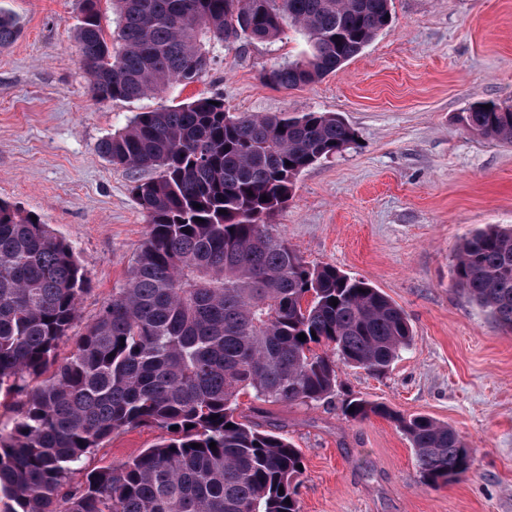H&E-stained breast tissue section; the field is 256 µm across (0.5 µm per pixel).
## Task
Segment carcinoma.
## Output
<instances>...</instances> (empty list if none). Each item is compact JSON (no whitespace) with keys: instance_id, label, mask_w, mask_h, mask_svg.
<instances>
[{"instance_id":"1","label":"carcinoma","mask_w":512,"mask_h":512,"mask_svg":"<svg viewBox=\"0 0 512 512\" xmlns=\"http://www.w3.org/2000/svg\"><path fill=\"white\" fill-rule=\"evenodd\" d=\"M110 2L109 40L101 0H78V64L99 105L198 81L228 29L238 42L298 29L304 56L271 66L264 79L310 85L357 56L391 14V0ZM19 34L1 8L0 48ZM461 122L512 144L511 106L476 105ZM355 137L331 113H230L223 98L203 96L139 112L101 140L97 151L113 165L154 173L132 186L149 230L125 286L63 359L59 345L90 280L49 225L0 200V392L20 397L10 426L0 427L5 512H299L301 451L252 422L240 396L319 402L336 387L337 363L382 374L414 341L405 312L380 289L307 265L270 224L297 176ZM453 275L512 332L511 226L467 238ZM343 414L394 422L425 485L471 467L470 449L447 423L362 397ZM141 426L165 436L129 462L72 480L113 434Z\"/></svg>"}]
</instances>
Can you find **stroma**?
Wrapping results in <instances>:
<instances>
[{
	"instance_id": "1",
	"label": "stroma",
	"mask_w": 512,
	"mask_h": 512,
	"mask_svg": "<svg viewBox=\"0 0 512 512\" xmlns=\"http://www.w3.org/2000/svg\"><path fill=\"white\" fill-rule=\"evenodd\" d=\"M21 32L0 48V199L37 215L69 242L90 279L69 355L123 287L148 233L131 170L97 151L140 112L199 95L226 111L335 112L357 143L304 170L272 219L309 266L332 265L381 289L406 313L414 343L381 375L341 368L318 403L250 411L300 448L301 512H512V333L459 291L460 244L489 225H512V144L467 131L477 103L512 105V0H392L391 24L335 73L286 90L273 64L305 42L285 27L275 42L217 47L199 81L135 101L97 105L78 65V0H0ZM363 397L404 415L452 425L473 450L463 477L424 485L393 422L347 420ZM156 427L113 435L88 468L121 465L162 437Z\"/></svg>"
}]
</instances>
